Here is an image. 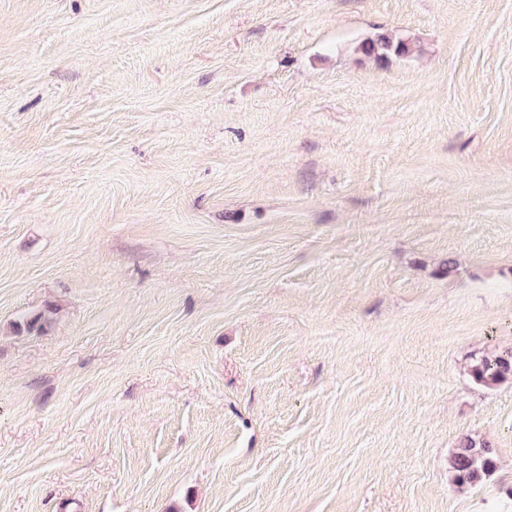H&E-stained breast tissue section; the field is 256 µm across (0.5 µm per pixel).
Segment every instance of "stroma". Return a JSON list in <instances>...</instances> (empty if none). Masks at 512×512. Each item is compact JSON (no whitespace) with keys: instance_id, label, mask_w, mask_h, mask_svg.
Instances as JSON below:
<instances>
[{"instance_id":"obj_1","label":"stroma","mask_w":512,"mask_h":512,"mask_svg":"<svg viewBox=\"0 0 512 512\" xmlns=\"http://www.w3.org/2000/svg\"><path fill=\"white\" fill-rule=\"evenodd\" d=\"M511 348L512 0H0V512H512ZM359 51L379 63H386L390 56L400 57L407 54L409 48L405 41L395 40L388 35H380L376 39L362 42ZM470 374L476 384L487 389L512 383V350L489 352L476 357ZM496 461V451L488 442L462 436L451 457L453 482L459 486H477L494 473Z\"/></svg>"}]
</instances>
